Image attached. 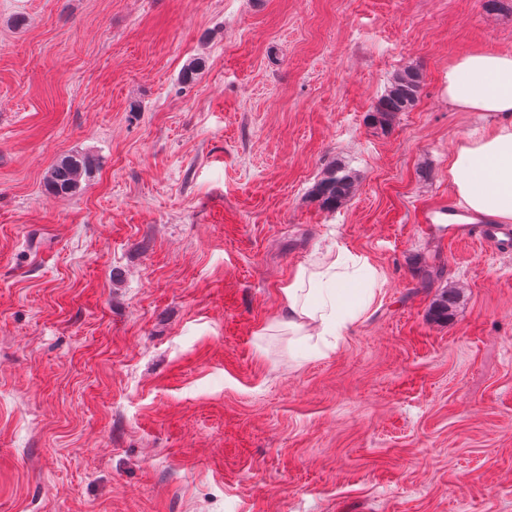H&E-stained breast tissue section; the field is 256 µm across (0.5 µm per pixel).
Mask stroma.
<instances>
[{"instance_id": "stroma-1", "label": "stroma", "mask_w": 512, "mask_h": 512, "mask_svg": "<svg viewBox=\"0 0 512 512\" xmlns=\"http://www.w3.org/2000/svg\"><path fill=\"white\" fill-rule=\"evenodd\" d=\"M478 49L512 51V0H0V512H512V253L418 226ZM329 244L384 283L297 360L255 331ZM421 90V76L414 68L408 67L396 73L378 100L374 121L381 127L388 126L399 112H406L414 106ZM96 164L97 159L85 153L62 157L47 171L45 179L48 190L57 196L74 195L81 190L82 179ZM354 189V177L345 167L334 164L317 183L315 194L323 206L335 209L353 194Z\"/></svg>"}]
</instances>
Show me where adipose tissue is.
Wrapping results in <instances>:
<instances>
[{
  "label": "adipose tissue",
  "mask_w": 512,
  "mask_h": 512,
  "mask_svg": "<svg viewBox=\"0 0 512 512\" xmlns=\"http://www.w3.org/2000/svg\"><path fill=\"white\" fill-rule=\"evenodd\" d=\"M448 105L485 117L448 159L457 207L512 223V52L475 50L449 64ZM379 278L367 257L326 247L281 285L274 323L296 337L304 359L326 356L368 314Z\"/></svg>",
  "instance_id": "1"
}]
</instances>
